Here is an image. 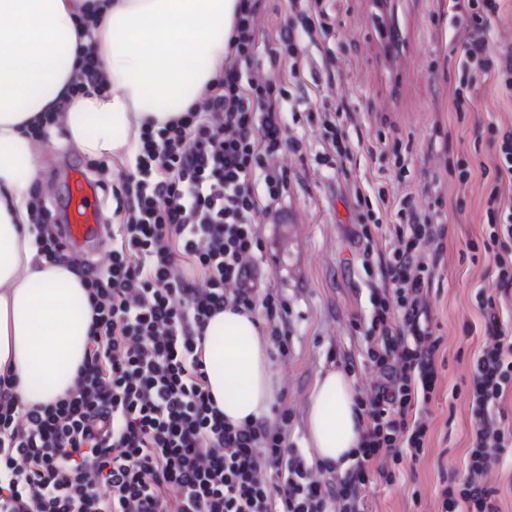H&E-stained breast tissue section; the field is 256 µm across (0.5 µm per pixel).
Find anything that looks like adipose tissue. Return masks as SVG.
I'll use <instances>...</instances> for the list:
<instances>
[{"mask_svg": "<svg viewBox=\"0 0 512 512\" xmlns=\"http://www.w3.org/2000/svg\"><path fill=\"white\" fill-rule=\"evenodd\" d=\"M238 0H0V373L24 406L63 396L84 359L92 310L71 262L35 244L30 190L42 155L29 134L54 113L79 150L128 161L146 122L199 104L220 78ZM104 88L76 93L85 58ZM256 312L225 308L204 329L209 390L226 421L268 416L279 390ZM321 464L345 469L362 433L352 378L318 379L307 411Z\"/></svg>", "mask_w": 512, "mask_h": 512, "instance_id": "obj_1", "label": "adipose tissue"}]
</instances>
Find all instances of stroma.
I'll use <instances>...</instances> for the list:
<instances>
[{
    "label": "stroma",
    "mask_w": 512,
    "mask_h": 512,
    "mask_svg": "<svg viewBox=\"0 0 512 512\" xmlns=\"http://www.w3.org/2000/svg\"><path fill=\"white\" fill-rule=\"evenodd\" d=\"M392 14L405 48L395 60L383 54L375 0H325L330 32L308 46L301 60L303 86H290L285 120L290 143L276 156L292 181L276 217L260 218L256 232L265 250L258 267L264 285L288 301V353L276 356L281 389L273 404L287 411L288 441L316 465L308 442L310 394L326 371L348 372L357 393L366 394L379 374L367 348L372 292L377 270H365L364 251L385 254L396 245L390 228L396 203L406 192L422 212L438 211L444 228L443 256L427 295L434 328L446 361L429 409L431 436L424 460L393 483L374 478L365 490L368 512H439L438 491L446 479L463 475L470 439V410L457 389L471 376V357L484 342L477 308L480 291L494 286V255L466 256L487 223L485 202L493 177L479 167L494 155L491 126H512V98L493 82L479 85L466 111H455L451 89L463 78L459 68L464 22L451 0H392ZM336 55L332 84L315 85L326 51ZM344 102L353 119L345 135L353 153L344 170L323 165L326 143L308 112ZM44 166L38 182L55 222L67 195L69 167L87 163L66 136L38 140ZM466 158L475 173L465 183L452 170ZM386 204L373 208L372 239L359 238L357 195Z\"/></svg>",
    "instance_id": "1"
}]
</instances>
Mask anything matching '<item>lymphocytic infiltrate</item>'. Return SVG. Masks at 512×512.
<instances>
[{"label":"lymphocytic infiltrate","instance_id":"lymphocytic-infiltrate-1","mask_svg":"<svg viewBox=\"0 0 512 512\" xmlns=\"http://www.w3.org/2000/svg\"><path fill=\"white\" fill-rule=\"evenodd\" d=\"M502 0H453L467 21L462 68L453 90L464 111L477 84L494 79L512 97V47L489 49ZM262 0H239L224 75L204 109L162 127L142 128L133 170L113 187L117 214L109 263L83 273L92 322L73 386L48 405L25 408L11 375H0V512H365L372 476L393 482L426 451V413L439 379L436 336L425 294L440 265L444 229L403 194L398 244L378 263L369 359L381 381L356 407L366 422L356 464L333 477L310 469L287 442V414L233 425L215 404L196 339L224 307L262 309L280 355L288 353V303L263 290L244 259L262 252L254 229L287 195V169L273 158L286 144L284 84L265 77L256 53ZM296 15L269 43L272 65L298 78L297 35L325 30L323 0H291ZM344 105L320 116L330 150L343 167L352 149ZM484 251L494 254L495 287L479 293L486 341L473 355L464 394L472 430L465 474L446 483L440 512H500L501 491L478 481L512 453V129L492 164ZM499 449L491 457L489 449ZM274 479H260V471Z\"/></svg>","mask_w":512,"mask_h":512}]
</instances>
